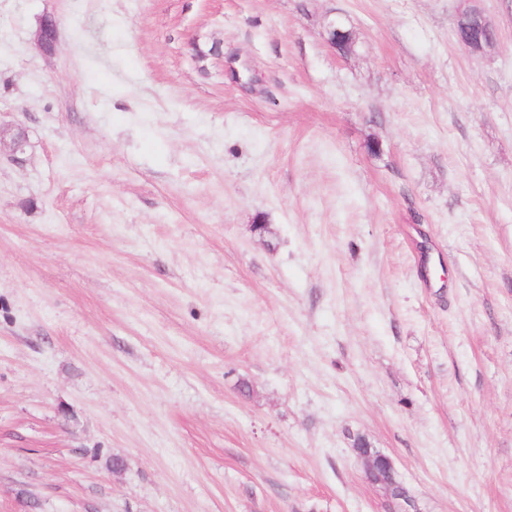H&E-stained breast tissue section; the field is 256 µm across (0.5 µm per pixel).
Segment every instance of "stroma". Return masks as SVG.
I'll list each match as a JSON object with an SVG mask.
<instances>
[{
	"label": "stroma",
	"instance_id": "35a3bbf8",
	"mask_svg": "<svg viewBox=\"0 0 512 512\" xmlns=\"http://www.w3.org/2000/svg\"><path fill=\"white\" fill-rule=\"evenodd\" d=\"M17 124L0 512H512V0H0ZM360 456L365 461L366 472L371 481L381 485L385 489L388 499L391 502H395L400 507L403 506V503H410L409 496L406 495V493H399L394 490L396 485V483L392 481L394 468L391 459L387 455L377 449L373 452L368 448L366 453L360 451Z\"/></svg>",
	"mask_w": 512,
	"mask_h": 512
}]
</instances>
